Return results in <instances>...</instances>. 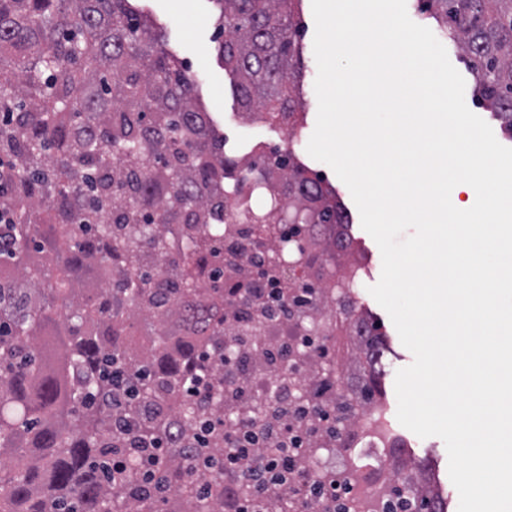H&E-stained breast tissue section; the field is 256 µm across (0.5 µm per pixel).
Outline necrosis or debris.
<instances>
[{
	"instance_id": "4bbe7bcc",
	"label": "necrosis or debris",
	"mask_w": 512,
	"mask_h": 512,
	"mask_svg": "<svg viewBox=\"0 0 512 512\" xmlns=\"http://www.w3.org/2000/svg\"><path fill=\"white\" fill-rule=\"evenodd\" d=\"M250 239L233 218L224 221V273L243 283L252 282L248 265L240 258ZM346 294L340 288H326L317 306L288 316L266 319L259 312L236 303L224 305V329L236 337L235 350L240 369L224 387V402L239 421L258 419L271 435L261 444L262 456L274 454L275 436L290 427L312 443V452L301 461L288 495L297 512H328L325 503L307 494L305 486L321 474L347 469L354 493L349 512H371L387 481L380 478L386 459L379 451L394 445L395 439L383 419L377 417L376 403L351 394L349 407L341 414L335 435H328L319 421L321 410H334L336 394L315 388L316 377L340 379L356 376L362 358L355 348L337 349L336 321ZM336 348L333 367H325L322 349ZM294 370H287V363Z\"/></svg>"
}]
</instances>
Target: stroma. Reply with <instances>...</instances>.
Wrapping results in <instances>:
<instances>
[{
    "label": "stroma",
    "instance_id": "stroma-1",
    "mask_svg": "<svg viewBox=\"0 0 512 512\" xmlns=\"http://www.w3.org/2000/svg\"><path fill=\"white\" fill-rule=\"evenodd\" d=\"M134 3L167 31V51L189 66L191 76L198 83L199 102L212 125L226 138L228 149L238 151L256 142L262 143L268 151L293 145L307 167L324 174L338 200L350 213L351 232L359 249L358 260L363 267L361 286L357 290L358 304L380 325L385 335L384 374L381 378L384 416L394 433L406 445L408 456L430 460L448 497L447 512H458L459 495L448 475V454L444 442L435 436L419 438L397 420L395 376L399 369L412 363L413 355L403 346L387 312L369 292L370 286L378 283L381 277L382 258L379 247L362 228L358 209L347 186L330 166L313 159L306 150L315 129L318 111L314 89L317 64L313 51L315 22L311 0H302L299 24L303 45L300 88L306 125L295 134L278 125L253 122L241 113L231 77L225 71L218 53L216 17L219 8L215 0H134Z\"/></svg>",
    "mask_w": 512,
    "mask_h": 512
}]
</instances>
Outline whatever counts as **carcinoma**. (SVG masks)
<instances>
[{
	"label": "carcinoma",
	"instance_id": "carcinoma-1",
	"mask_svg": "<svg viewBox=\"0 0 512 512\" xmlns=\"http://www.w3.org/2000/svg\"><path fill=\"white\" fill-rule=\"evenodd\" d=\"M473 59V95L512 132V0H421ZM219 51L239 106L295 130L301 0H216ZM166 32L130 0H0V512H236L224 486V298L263 316L316 303L312 285L271 304L224 281V216L247 185L249 224L309 226L354 249L335 193L288 148L225 151ZM148 341L145 347L135 342ZM359 395L381 392L378 323L358 340ZM178 438L152 483L144 454ZM197 449L190 457L186 449ZM120 457L125 465L112 468ZM257 512H295L282 480ZM373 512H442L392 484Z\"/></svg>",
	"mask_w": 512,
	"mask_h": 512
}]
</instances>
